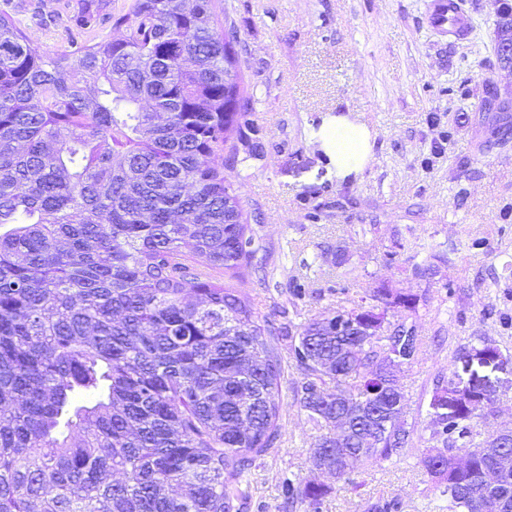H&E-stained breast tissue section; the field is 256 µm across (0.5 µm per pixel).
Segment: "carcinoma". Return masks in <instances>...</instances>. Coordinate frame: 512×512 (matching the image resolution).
I'll return each instance as SVG.
<instances>
[{"instance_id":"obj_1","label":"carcinoma","mask_w":512,"mask_h":512,"mask_svg":"<svg viewBox=\"0 0 512 512\" xmlns=\"http://www.w3.org/2000/svg\"><path fill=\"white\" fill-rule=\"evenodd\" d=\"M217 2L132 0L119 36L54 55L0 12V512H238L244 474L279 437L277 337L323 393L314 406L297 391L316 428L383 407L378 445L333 448L331 464L349 475L408 444L378 361L414 363L415 330L340 338L322 317L295 337L182 258L189 243L235 278L255 254L225 174L249 97ZM98 24L88 9L66 29ZM372 299L408 306L385 288ZM473 417L463 405L421 463L448 512H512V471L479 450ZM326 493L285 483L309 512Z\"/></svg>"}]
</instances>
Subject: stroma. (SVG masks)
Segmentation results:
<instances>
[{
    "label": "stroma",
    "instance_id": "stroma-1",
    "mask_svg": "<svg viewBox=\"0 0 512 512\" xmlns=\"http://www.w3.org/2000/svg\"><path fill=\"white\" fill-rule=\"evenodd\" d=\"M500 0H465L468 40L442 43L422 20L423 0H222L237 34L251 110L234 142L232 170L258 248L230 285L260 319L301 323L353 308L373 289L408 297L391 323L414 325L421 346L400 376L401 416L412 442L390 460L330 474L321 512H448L419 459L439 446L430 406L463 356L492 346L478 368L493 402L472 425L489 436L512 427V67L499 59ZM131 0H0L46 52L68 45L64 26L91 9L97 38ZM366 127L370 154L339 171L322 144L328 121ZM281 437L246 476L242 512H305L283 484L310 474L318 435L294 399L303 370L280 352Z\"/></svg>",
    "mask_w": 512,
    "mask_h": 512
}]
</instances>
